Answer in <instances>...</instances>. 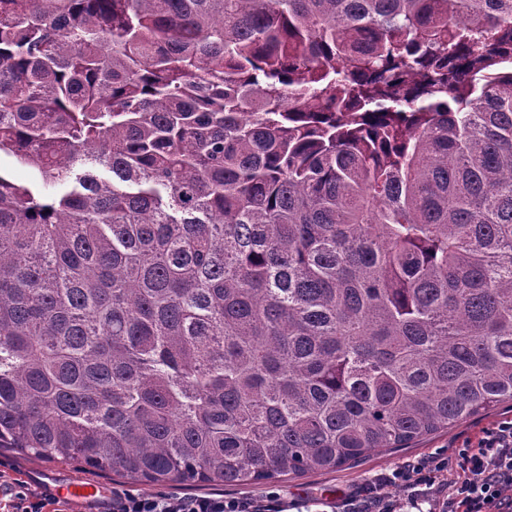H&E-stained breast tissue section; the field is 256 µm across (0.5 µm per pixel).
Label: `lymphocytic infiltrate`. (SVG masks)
Here are the masks:
<instances>
[{"label":"lymphocytic infiltrate","mask_w":512,"mask_h":512,"mask_svg":"<svg viewBox=\"0 0 512 512\" xmlns=\"http://www.w3.org/2000/svg\"><path fill=\"white\" fill-rule=\"evenodd\" d=\"M464 476L448 483L449 460L440 454L409 462L349 495L344 501L312 498L314 512H512V419L485 428L476 445L456 460ZM296 502L279 493L256 497L221 494L145 495L112 493V512H295Z\"/></svg>","instance_id":"obj_1"}]
</instances>
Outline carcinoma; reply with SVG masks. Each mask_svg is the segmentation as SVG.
Listing matches in <instances>:
<instances>
[{
    "mask_svg": "<svg viewBox=\"0 0 512 512\" xmlns=\"http://www.w3.org/2000/svg\"><path fill=\"white\" fill-rule=\"evenodd\" d=\"M503 42L512 0H0V449L260 483L512 401Z\"/></svg>",
    "mask_w": 512,
    "mask_h": 512,
    "instance_id": "obj_1",
    "label": "carcinoma"
}]
</instances>
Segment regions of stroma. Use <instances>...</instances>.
<instances>
[{
	"label": "stroma",
	"mask_w": 512,
	"mask_h": 512,
	"mask_svg": "<svg viewBox=\"0 0 512 512\" xmlns=\"http://www.w3.org/2000/svg\"><path fill=\"white\" fill-rule=\"evenodd\" d=\"M512 417V405H503L478 417L457 423L448 430L412 442L409 447L397 451H376L358 463L335 471L309 472L297 477L265 481L259 484H237L217 487L214 485L182 483L176 485L179 493L190 495L224 493L228 497H249L263 491L274 490L291 500L310 497L343 499L357 488L373 481L386 471L402 466L405 462L434 453L456 455L465 445L476 442L484 428L492 423ZM49 473L50 487L60 495L62 512H108L112 490L116 487L136 488L146 495L161 493L158 485L133 484L132 481L113 475H105L84 469L76 461L48 462L22 457L14 452H0V498L14 492L16 481L27 482L30 489L42 485L41 473ZM95 488V496L74 501L69 493L73 487Z\"/></svg>",
	"instance_id": "obj_1"
}]
</instances>
